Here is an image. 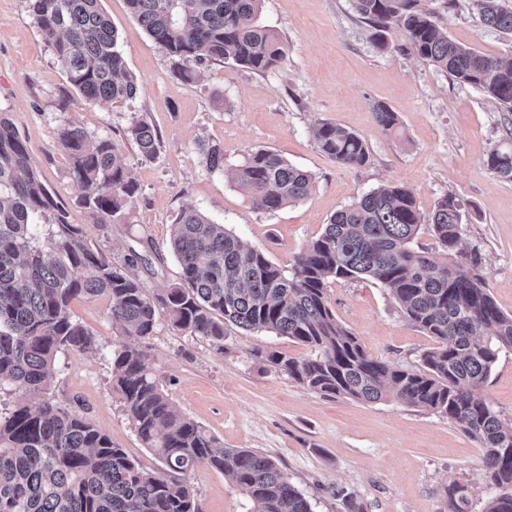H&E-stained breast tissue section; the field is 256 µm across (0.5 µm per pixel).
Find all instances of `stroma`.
<instances>
[{"mask_svg": "<svg viewBox=\"0 0 512 512\" xmlns=\"http://www.w3.org/2000/svg\"><path fill=\"white\" fill-rule=\"evenodd\" d=\"M101 5L118 33L126 70L138 82L136 96L88 103L34 24L28 0H0V112L16 124L32 166L66 208L69 223L81 225L115 266H123L137 240L152 242L151 267L138 271L148 292L179 280L169 239L184 207H195L287 270L333 214L390 183L408 186L425 214L444 197L459 201L460 247L478 254L495 302L512 314V181L486 163L492 150L512 148V112L413 55L379 51L351 0H262L260 22L287 48L284 64L264 74L229 62L173 59L126 0ZM423 5L455 41L512 61V37L484 25L472 0ZM180 68L193 80L178 78ZM379 104L396 113L395 133L375 123ZM65 119L111 138L138 184V200L122 223L100 228L76 204L70 160L56 140ZM139 120L159 135L154 158H142L128 137ZM324 122L357 134L368 148L367 164L347 168L324 154L312 136ZM205 143L223 148V169H207ZM260 149L308 171L310 195L274 212L255 208L232 175ZM327 293L337 321L370 355L423 370L422 356L436 342L380 283L337 280ZM71 311L98 348L60 354L56 397L131 459L155 469V458L112 395L111 352L119 340L108 300L79 298ZM147 345L148 367L170 398L225 447L276 459L314 512H348L346 492L365 512H448L447 488L456 481L467 485L474 507L494 494L480 466V445L460 423L392 399L368 403L309 390L265 358L272 351L308 355V347L288 337L231 325L219 349L163 322ZM484 393L502 419L512 421V350L500 354ZM191 481L199 512H247L245 494L224 474L201 466Z\"/></svg>", "mask_w": 512, "mask_h": 512, "instance_id": "obj_1", "label": "stroma"}]
</instances>
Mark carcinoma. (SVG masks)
<instances>
[{
	"label": "carcinoma",
	"instance_id": "1",
	"mask_svg": "<svg viewBox=\"0 0 512 512\" xmlns=\"http://www.w3.org/2000/svg\"><path fill=\"white\" fill-rule=\"evenodd\" d=\"M70 84L89 103L133 98L117 33L101 0H28ZM260 0H127L130 13L170 56L198 62L230 61L257 73L282 65L287 49L258 21ZM381 52L392 51L390 27L405 36L400 50L483 90L512 112V61L454 41L421 0H353ZM484 23L512 36V6L474 0ZM385 131L396 113L373 109ZM140 155L152 159L159 136L144 121L129 127ZM313 137L328 157L357 168L369 160L356 134L325 122ZM57 140L71 161L76 203L100 218L121 222L139 186L117 160L109 138L93 137L66 121ZM206 167L224 169V150L202 148ZM488 167L512 180V150H494ZM234 181L249 201L276 211L304 200L312 176L269 150H257ZM462 214L451 197L423 215L411 189L371 190L337 211L290 271L278 267L222 224L194 207L182 210L169 241L181 282L150 294L134 275L115 267L67 221L30 163L25 141L0 113V391L21 399L0 409V512H197L189 477L207 466L243 491L249 512H312L308 498L272 457L226 448L187 416L162 389L138 346L122 344L112 358V390L144 447L160 466L144 469L105 433L51 394L57 355L89 352L93 333L71 312L78 298L104 296L119 335L148 340L160 319L188 336L224 349V329L238 327L287 336L311 348L309 357L273 352L272 366L324 395L364 402L392 397L463 425L483 448L488 484L501 490L482 512H512V422L483 393L499 354L512 348V315L490 294L479 258L460 248ZM441 251L417 249L422 226ZM372 278L438 346L423 355V371L397 368L371 356L330 308L331 279ZM448 512H474L468 488L448 487Z\"/></svg>",
	"mask_w": 512,
	"mask_h": 512
}]
</instances>
